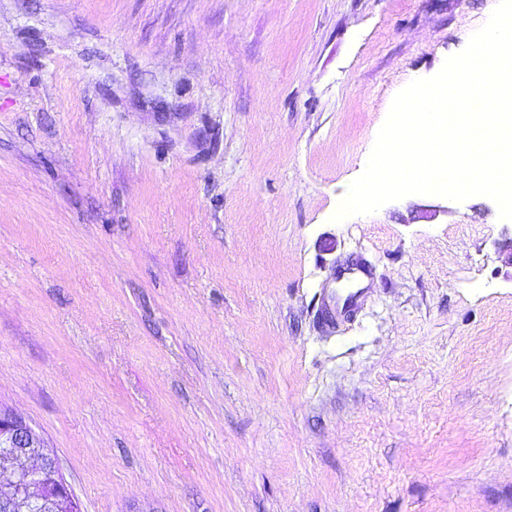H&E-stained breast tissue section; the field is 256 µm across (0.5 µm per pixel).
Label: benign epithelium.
Masks as SVG:
<instances>
[{
	"instance_id": "obj_1",
	"label": "benign epithelium",
	"mask_w": 512,
	"mask_h": 512,
	"mask_svg": "<svg viewBox=\"0 0 512 512\" xmlns=\"http://www.w3.org/2000/svg\"><path fill=\"white\" fill-rule=\"evenodd\" d=\"M32 459L30 467L21 463ZM10 477V494L0 496V512H15L26 502L47 500L46 512H77L76 500L61 480L43 439L20 416L0 409V476Z\"/></svg>"
}]
</instances>
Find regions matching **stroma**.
I'll list each match as a JSON object with an SVG mask.
<instances>
[{
  "mask_svg": "<svg viewBox=\"0 0 512 512\" xmlns=\"http://www.w3.org/2000/svg\"><path fill=\"white\" fill-rule=\"evenodd\" d=\"M498 3L0 0V408L81 512H512V220L333 219Z\"/></svg>",
  "mask_w": 512,
  "mask_h": 512,
  "instance_id": "35a3bbf8",
  "label": "stroma"
}]
</instances>
